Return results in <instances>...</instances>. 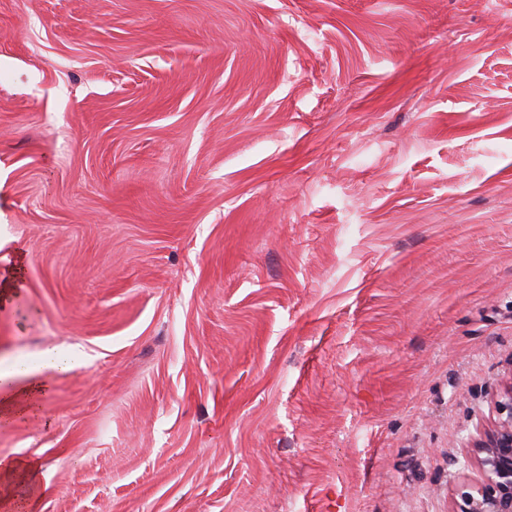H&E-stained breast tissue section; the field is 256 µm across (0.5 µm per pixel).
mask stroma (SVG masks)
<instances>
[{
  "mask_svg": "<svg viewBox=\"0 0 512 512\" xmlns=\"http://www.w3.org/2000/svg\"><path fill=\"white\" fill-rule=\"evenodd\" d=\"M0 512H454L512 379V0H0ZM80 358L77 354L62 356L52 350L42 353L35 366H29L26 363H19L13 366L7 373H1V380L9 378L11 380H27L28 385L23 388L25 392L43 393L45 386L38 377L43 371L67 372L74 369L79 364ZM0 472L5 474L11 473H22L23 476L27 479L30 486V502L29 504L34 503L37 500L40 490L41 484L37 476V472L33 473L30 465L22 463L21 460L11 461V462H3L0 461Z\"/></svg>",
  "mask_w": 512,
  "mask_h": 512,
  "instance_id": "stroma-1",
  "label": "stroma"
}]
</instances>
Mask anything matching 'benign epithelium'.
<instances>
[{"mask_svg": "<svg viewBox=\"0 0 512 512\" xmlns=\"http://www.w3.org/2000/svg\"><path fill=\"white\" fill-rule=\"evenodd\" d=\"M494 411L473 441L481 480L474 490L460 493L455 512H512V380L498 395Z\"/></svg>", "mask_w": 512, "mask_h": 512, "instance_id": "7a95c632", "label": "benign epithelium"}]
</instances>
